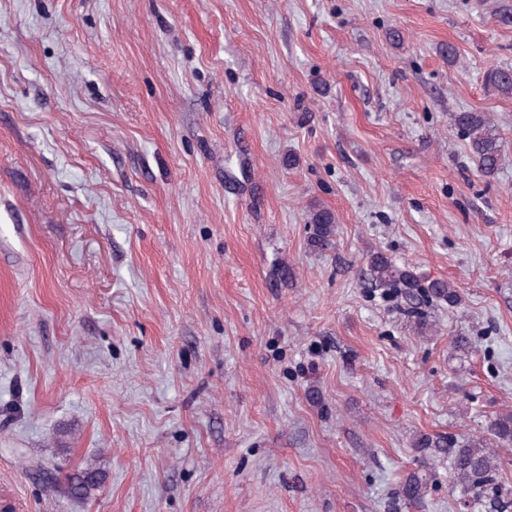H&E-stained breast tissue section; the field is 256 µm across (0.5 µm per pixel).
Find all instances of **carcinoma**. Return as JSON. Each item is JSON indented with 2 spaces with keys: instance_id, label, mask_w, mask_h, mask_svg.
<instances>
[{
  "instance_id": "obj_1",
  "label": "carcinoma",
  "mask_w": 512,
  "mask_h": 512,
  "mask_svg": "<svg viewBox=\"0 0 512 512\" xmlns=\"http://www.w3.org/2000/svg\"><path fill=\"white\" fill-rule=\"evenodd\" d=\"M484 88L503 98L512 99V68L491 65L483 73ZM453 125L466 141L467 150L480 172L492 178L502 160L503 140L486 112L463 111L453 115ZM307 223L312 225L311 243L321 250L334 245L336 215L327 208L309 212ZM367 267L372 283L390 294L400 295L416 309L422 304L446 303L455 309L461 305V296L445 280H426L408 265L400 266L381 252L371 254ZM512 445V413H505L490 422L484 435L423 436L416 442L418 448H432L448 458V473L458 490V502L468 512L483 508L484 512H508L512 503L501 500L500 462L487 446L488 441ZM436 476V466L429 463L410 472L399 485V498L409 503L418 502L428 492V485ZM104 475L96 469H87L71 478L67 492L73 497L87 496L100 487Z\"/></svg>"
}]
</instances>
